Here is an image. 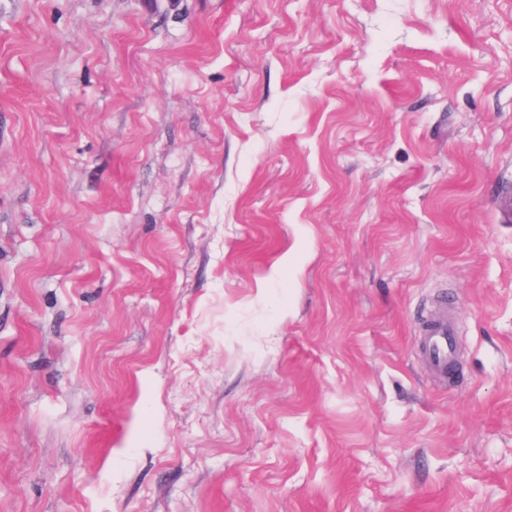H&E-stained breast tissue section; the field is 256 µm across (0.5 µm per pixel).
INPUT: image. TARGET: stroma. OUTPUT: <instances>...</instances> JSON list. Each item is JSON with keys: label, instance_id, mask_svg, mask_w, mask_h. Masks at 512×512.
Returning a JSON list of instances; mask_svg holds the SVG:
<instances>
[{"label": "stroma", "instance_id": "stroma-1", "mask_svg": "<svg viewBox=\"0 0 512 512\" xmlns=\"http://www.w3.org/2000/svg\"><path fill=\"white\" fill-rule=\"evenodd\" d=\"M507 201L512 0H0V512H512ZM426 355L431 369L440 374L448 371L453 356L456 328L451 319L429 320L424 326Z\"/></svg>", "mask_w": 512, "mask_h": 512}]
</instances>
